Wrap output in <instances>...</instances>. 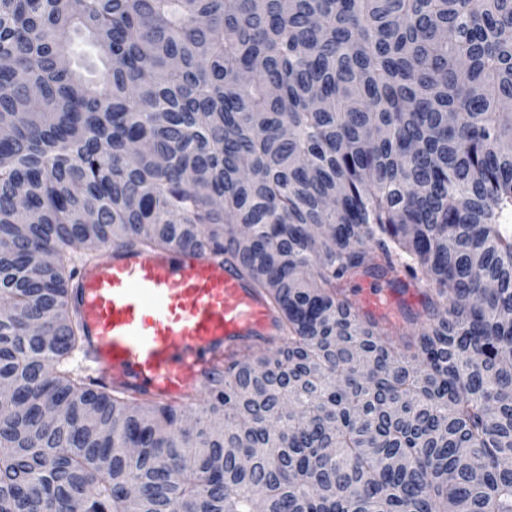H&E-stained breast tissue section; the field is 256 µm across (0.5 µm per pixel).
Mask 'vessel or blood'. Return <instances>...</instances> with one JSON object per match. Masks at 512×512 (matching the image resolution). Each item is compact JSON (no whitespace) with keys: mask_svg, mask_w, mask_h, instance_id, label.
Wrapping results in <instances>:
<instances>
[{"mask_svg":"<svg viewBox=\"0 0 512 512\" xmlns=\"http://www.w3.org/2000/svg\"><path fill=\"white\" fill-rule=\"evenodd\" d=\"M93 377L108 389L167 402L199 389L224 352L275 331L264 297L223 258L171 248L110 245L80 269L71 290ZM393 297L358 295L361 313L380 319Z\"/></svg>","mask_w":512,"mask_h":512,"instance_id":"1","label":"vessel or blood"}]
</instances>
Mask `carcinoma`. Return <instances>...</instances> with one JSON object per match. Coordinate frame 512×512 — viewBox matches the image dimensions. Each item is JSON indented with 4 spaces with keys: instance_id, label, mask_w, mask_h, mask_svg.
Masks as SVG:
<instances>
[{
    "instance_id": "1",
    "label": "carcinoma",
    "mask_w": 512,
    "mask_h": 512,
    "mask_svg": "<svg viewBox=\"0 0 512 512\" xmlns=\"http://www.w3.org/2000/svg\"><path fill=\"white\" fill-rule=\"evenodd\" d=\"M0 59V512H512V0H0ZM114 244L224 257L277 348L93 385ZM369 288L358 294V305L362 314L370 315L376 319L385 317L393 309V297L390 291L387 294L379 290Z\"/></svg>"
}]
</instances>
